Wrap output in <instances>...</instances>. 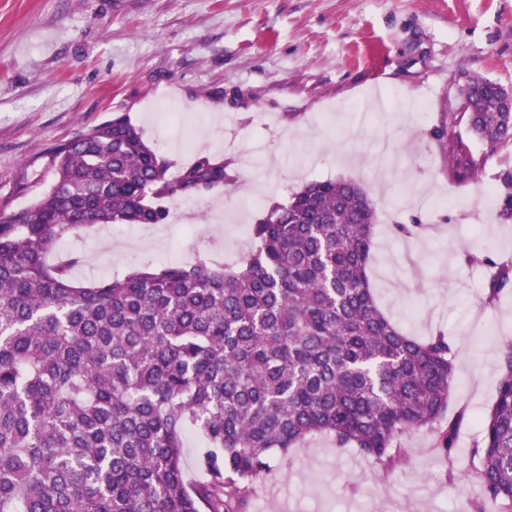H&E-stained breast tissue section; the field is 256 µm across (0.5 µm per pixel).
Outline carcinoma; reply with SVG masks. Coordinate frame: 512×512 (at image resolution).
Listing matches in <instances>:
<instances>
[{"label": "carcinoma", "mask_w": 512, "mask_h": 512, "mask_svg": "<svg viewBox=\"0 0 512 512\" xmlns=\"http://www.w3.org/2000/svg\"><path fill=\"white\" fill-rule=\"evenodd\" d=\"M502 84L471 79L464 120L485 153L512 140ZM456 176L485 157L448 136ZM55 180L0 212V512H248L255 485L306 437H329L382 475L424 431L452 457L466 409L449 411L455 354L439 332L405 335L369 278L376 208L352 179L312 181L252 227L235 268L206 256L84 286L50 248L95 224H166L176 202L231 187L232 162L199 155L177 176L124 117L52 151ZM497 219L512 221V170ZM512 291V260L485 290ZM470 449L471 512H512V340ZM204 478L184 477V439Z\"/></svg>", "instance_id": "1"}]
</instances>
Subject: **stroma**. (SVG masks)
I'll return each mask as SVG.
<instances>
[{
	"label": "stroma",
	"instance_id": "obj_1",
	"mask_svg": "<svg viewBox=\"0 0 512 512\" xmlns=\"http://www.w3.org/2000/svg\"><path fill=\"white\" fill-rule=\"evenodd\" d=\"M480 75L512 87V0H0V212L35 203L53 182L51 151L77 132L126 117L171 164L201 154L236 163V187L171 206L166 224H97L58 242L55 265L83 262L90 284L211 253L245 256L251 229L302 185L360 181L377 211L369 274L378 303L407 335L444 332L455 351L452 462L428 435L400 437L410 463L374 467L324 435L277 463L249 512H470L469 450L495 396L512 338V292L484 303L492 264L512 259V223L487 187L512 168V142L485 154L465 123L461 89ZM453 127L485 162L452 179L439 130ZM419 221L410 240L393 227Z\"/></svg>",
	"mask_w": 512,
	"mask_h": 512
}]
</instances>
